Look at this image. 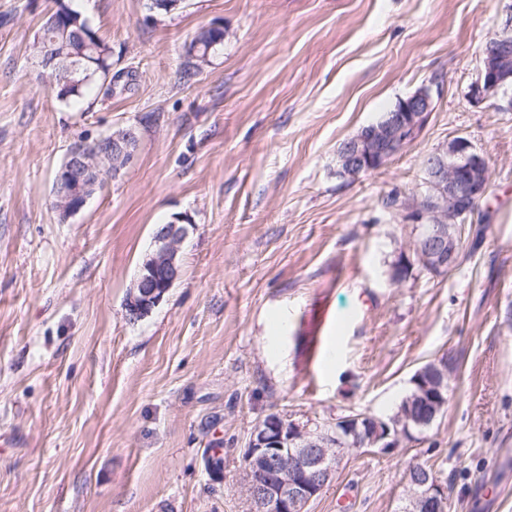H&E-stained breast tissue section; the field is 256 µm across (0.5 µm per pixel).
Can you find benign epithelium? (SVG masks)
<instances>
[{
  "label": "benign epithelium",
  "mask_w": 512,
  "mask_h": 512,
  "mask_svg": "<svg viewBox=\"0 0 512 512\" xmlns=\"http://www.w3.org/2000/svg\"><path fill=\"white\" fill-rule=\"evenodd\" d=\"M501 32L494 34L481 53L475 80L469 86L470 103L512 111V3L503 9ZM434 109L431 89L424 87L400 100L396 108L362 127L338 149L340 173L356 178L384 165L404 150L425 127ZM136 129H119L107 136L77 143L62 164L57 182L65 185L53 193L55 209L70 217L89 198V191L111 179L132 161L137 147ZM489 189L487 156L459 137L425 159L419 190L396 195L391 209L411 226L410 242L402 264L418 265L433 275L453 268L462 247V228L473 216ZM188 220L180 215L160 225L153 250L140 267L125 302L129 319L148 316L181 275V252L188 235ZM446 372L431 368L427 376L416 373L412 384L426 401L430 418L448 403ZM405 432L391 428L387 418L362 415L340 420L324 430L308 427L273 414L251 433L242 454V483L253 512H305L306 505L331 483L344 451L377 447L383 451L400 444ZM406 495L404 512H446L448 492L423 467L417 469Z\"/></svg>",
  "instance_id": "7a95c632"
}]
</instances>
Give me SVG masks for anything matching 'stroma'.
Here are the masks:
<instances>
[{
    "label": "stroma",
    "instance_id": "obj_1",
    "mask_svg": "<svg viewBox=\"0 0 512 512\" xmlns=\"http://www.w3.org/2000/svg\"><path fill=\"white\" fill-rule=\"evenodd\" d=\"M50 5L0 0V512H251L241 454L257 424L389 417L443 357L442 414L392 451L345 450L306 512H401L415 464L449 512H512V495L474 497L512 448V112L466 98L502 0H184L168 14L70 0L124 75L79 105L32 56ZM212 25L223 42L182 79ZM427 85L420 137L341 177V143ZM129 127L133 162L60 220L70 145ZM458 137L491 178L464 259L392 282L407 232L383 200L415 191ZM176 215L191 222L181 276L129 321L153 233ZM218 40H220L219 35L212 30H207L206 27L200 29L186 50V61L182 72L183 78H189L195 73L198 62L197 57L202 52L209 51L210 54L214 52L216 47L221 44H217ZM198 44H200V47L196 50Z\"/></svg>",
    "mask_w": 512,
    "mask_h": 512
}]
</instances>
